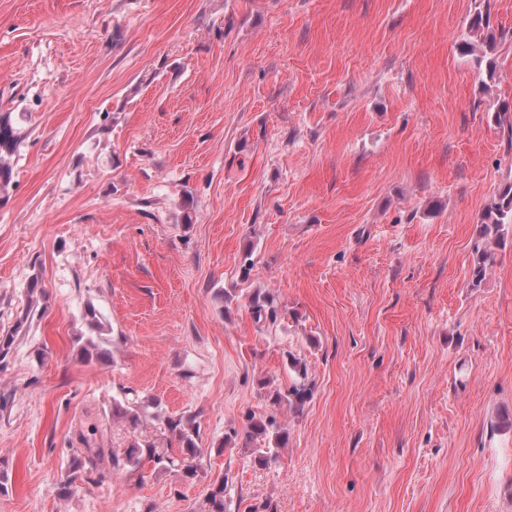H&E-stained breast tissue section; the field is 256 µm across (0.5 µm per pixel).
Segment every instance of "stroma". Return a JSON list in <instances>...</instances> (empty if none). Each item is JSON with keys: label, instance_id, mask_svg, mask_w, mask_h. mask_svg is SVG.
Segmentation results:
<instances>
[{"label": "stroma", "instance_id": "stroma-1", "mask_svg": "<svg viewBox=\"0 0 512 512\" xmlns=\"http://www.w3.org/2000/svg\"><path fill=\"white\" fill-rule=\"evenodd\" d=\"M477 4L0 0V112L31 115L0 204V512H202L220 475L225 512H512V226L470 285L512 44L492 77L461 55ZM291 356L298 414L268 398ZM249 414L287 432L268 464ZM179 416L194 481L63 489L80 421L164 448ZM250 310L258 322L261 320L275 322L277 319L278 308L269 295L254 294L250 299ZM288 370L293 373L292 384L284 392L274 390L269 397L273 404L284 402L294 413H300L313 397V384L308 381L306 366L299 359L289 357Z\"/></svg>", "mask_w": 512, "mask_h": 512}]
</instances>
